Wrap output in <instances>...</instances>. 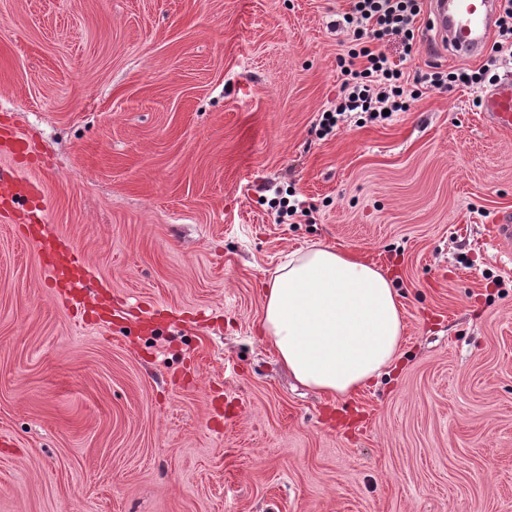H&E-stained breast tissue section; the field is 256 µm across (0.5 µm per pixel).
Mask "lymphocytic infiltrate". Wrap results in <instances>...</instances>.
Masks as SVG:
<instances>
[{"instance_id": "lymphocytic-infiltrate-1", "label": "lymphocytic infiltrate", "mask_w": 512, "mask_h": 512, "mask_svg": "<svg viewBox=\"0 0 512 512\" xmlns=\"http://www.w3.org/2000/svg\"><path fill=\"white\" fill-rule=\"evenodd\" d=\"M501 8L498 38L479 68L445 72L435 67L418 74L417 84L443 91L462 85L476 91L495 83L500 69L512 65V0H502ZM419 12L418 0H354L350 11L337 19V31L346 36L336 56L340 90L334 107L319 119L320 136L331 134L354 113L382 123L387 114L409 109L405 75L390 60L386 46L396 44L401 57L412 55Z\"/></svg>"}]
</instances>
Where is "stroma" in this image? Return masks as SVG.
Returning a JSON list of instances; mask_svg holds the SVG:
<instances>
[{
  "label": "stroma",
  "instance_id": "35a3bbf8",
  "mask_svg": "<svg viewBox=\"0 0 512 512\" xmlns=\"http://www.w3.org/2000/svg\"><path fill=\"white\" fill-rule=\"evenodd\" d=\"M351 6L0 0V130L31 151L0 164L46 196L0 222V512H512V134L456 87L319 138ZM27 224L122 316L51 288ZM320 243L402 304L401 357L345 398L259 332Z\"/></svg>",
  "mask_w": 512,
  "mask_h": 512
}]
</instances>
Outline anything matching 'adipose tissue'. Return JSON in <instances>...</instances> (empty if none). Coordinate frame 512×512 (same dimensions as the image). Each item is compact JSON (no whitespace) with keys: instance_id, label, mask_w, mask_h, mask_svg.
Here are the masks:
<instances>
[{"instance_id":"ef3b65f1","label":"adipose tissue","mask_w":512,"mask_h":512,"mask_svg":"<svg viewBox=\"0 0 512 512\" xmlns=\"http://www.w3.org/2000/svg\"><path fill=\"white\" fill-rule=\"evenodd\" d=\"M399 294L376 265L333 245L289 254L264 291L262 334L301 384L347 396L400 356Z\"/></svg>"}]
</instances>
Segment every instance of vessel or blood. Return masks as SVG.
Wrapping results in <instances>:
<instances>
[{"instance_id": "obj_1", "label": "vessel or blood", "mask_w": 512, "mask_h": 512, "mask_svg": "<svg viewBox=\"0 0 512 512\" xmlns=\"http://www.w3.org/2000/svg\"><path fill=\"white\" fill-rule=\"evenodd\" d=\"M499 0H428L427 24L438 41L462 59H478L488 50ZM480 117L486 129L512 131V78L500 80L481 97ZM38 182L0 166V198L22 206L35 201Z\"/></svg>"}]
</instances>
